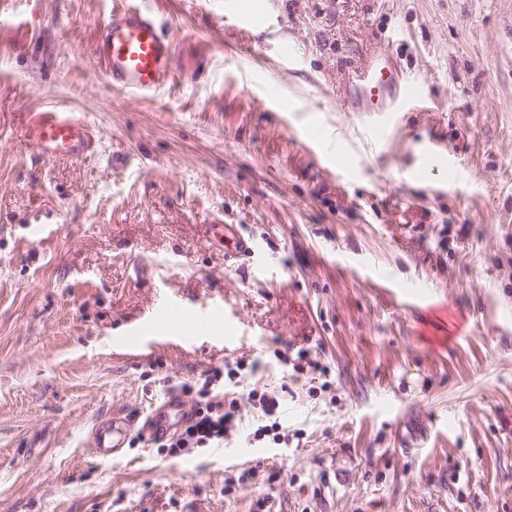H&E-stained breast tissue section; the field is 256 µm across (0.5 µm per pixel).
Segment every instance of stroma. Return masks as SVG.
Segmentation results:
<instances>
[{"label":"stroma","mask_w":512,"mask_h":512,"mask_svg":"<svg viewBox=\"0 0 512 512\" xmlns=\"http://www.w3.org/2000/svg\"><path fill=\"white\" fill-rule=\"evenodd\" d=\"M250 2L0 0V512H512V0ZM119 5L172 44L152 99L96 55ZM386 47L428 99L376 149L341 82ZM43 110L90 154L45 159ZM427 140L449 167L408 181ZM217 217L264 270L225 257ZM166 298L223 304L242 341L125 354ZM299 346L326 374L282 364ZM241 357L287 447H253L245 405L221 448H93ZM28 132L36 138L47 159L83 157L92 144L88 128L68 112H34L28 122ZM134 422L126 417L102 421L92 434L93 447L102 457L119 455L127 445Z\"/></svg>","instance_id":"obj_1"}]
</instances>
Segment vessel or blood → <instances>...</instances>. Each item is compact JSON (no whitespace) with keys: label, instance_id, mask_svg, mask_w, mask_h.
I'll return each mask as SVG.
<instances>
[{"label":"vessel or blood","instance_id":"b4317fda","mask_svg":"<svg viewBox=\"0 0 512 512\" xmlns=\"http://www.w3.org/2000/svg\"><path fill=\"white\" fill-rule=\"evenodd\" d=\"M96 52L113 90L147 97L174 80L171 44L160 33L153 16L140 8L128 6L112 10L99 29ZM343 87L349 111L369 116L366 133L377 147L384 146L395 130L400 112L419 107L425 101L423 85L399 79L390 55L382 51L346 70ZM28 132L36 138L43 157L48 159L85 156L92 144L88 128L66 112L32 113ZM447 165L444 150L429 140L423 143L416 162L405 168L404 176L418 181L429 171ZM207 320L225 324L222 307L214 305L201 313L170 302L163 306L151 326L128 329L123 345L131 351L142 350V337L163 334L168 324L176 327L178 336H196L200 333V324ZM187 418L181 399L171 395L146 418L142 430L150 438H160L169 434L174 421ZM132 428L133 423L128 418H108L93 432V446L100 456L118 455L127 445Z\"/></svg>","mask_w":512,"mask_h":512}]
</instances>
